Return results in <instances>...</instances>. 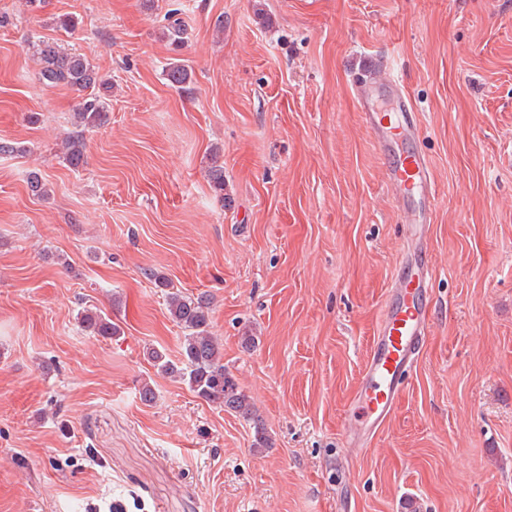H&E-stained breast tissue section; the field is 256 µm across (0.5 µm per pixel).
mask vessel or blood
Returning a JSON list of instances; mask_svg holds the SVG:
<instances>
[{
  "instance_id": "obj_1",
  "label": "vessel or blood",
  "mask_w": 512,
  "mask_h": 512,
  "mask_svg": "<svg viewBox=\"0 0 512 512\" xmlns=\"http://www.w3.org/2000/svg\"><path fill=\"white\" fill-rule=\"evenodd\" d=\"M358 101L378 135L390 184L403 201V220L415 231L414 248L405 259L406 274L378 324L362 381L350 404V435L378 429L393 413L415 368L428 334V245L421 233L432 210L435 186L426 157L416 149L415 108L399 81L370 66L354 78Z\"/></svg>"
}]
</instances>
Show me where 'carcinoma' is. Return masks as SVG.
<instances>
[{
  "instance_id": "carcinoma-1",
  "label": "carcinoma",
  "mask_w": 512,
  "mask_h": 512,
  "mask_svg": "<svg viewBox=\"0 0 512 512\" xmlns=\"http://www.w3.org/2000/svg\"><path fill=\"white\" fill-rule=\"evenodd\" d=\"M166 21L164 35L171 45L178 48L184 42V23L179 18V10H171ZM30 49L39 67V80L44 85L66 86L81 97L76 111L72 113L75 131L62 142L59 151L64 163L78 169L85 163V133L108 121L111 86L101 80L83 56L64 49L53 40L39 39L31 43ZM167 77L177 89L190 90L191 74L183 65L170 64ZM28 188L38 198H44L50 192L48 184L37 172L29 174ZM210 304L211 297L206 293L197 296L168 293V311L173 321L185 330L181 358L173 361L165 352L153 349L149 352V359L161 372L187 385L207 404L234 412L253 423L256 447L267 448L269 438L254 413L249 396L224 369L223 354L211 333ZM79 322L95 336L111 337L120 333L118 326L112 323V317L97 309L80 312Z\"/></svg>"
}]
</instances>
